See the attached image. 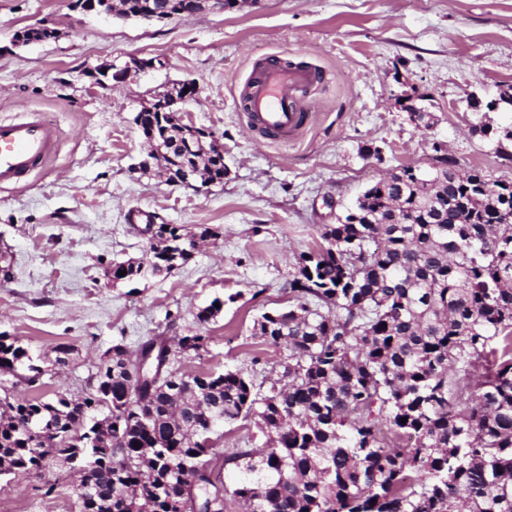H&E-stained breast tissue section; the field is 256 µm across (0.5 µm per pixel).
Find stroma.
Instances as JSON below:
<instances>
[{
	"label": "stroma",
	"mask_w": 512,
	"mask_h": 512,
	"mask_svg": "<svg viewBox=\"0 0 512 512\" xmlns=\"http://www.w3.org/2000/svg\"><path fill=\"white\" fill-rule=\"evenodd\" d=\"M59 37L12 44L24 27ZM315 67L310 115L294 139L254 130L239 102L270 55ZM154 67L134 68V60ZM124 79L96 84L103 66ZM178 82L196 93L185 123L224 146V180L196 191L140 168L147 145L134 118ZM512 91V0H243L227 11L160 23L82 12L75 0H0V120L38 113L56 132L47 162L25 181L0 187V335L41 359L46 398H77L113 345L135 353L149 336L192 329L206 353L188 373L241 371L254 383L278 378L284 347L253 334L262 312L291 304L288 282L323 225L400 166L429 169L447 156L457 171L512 181V140L470 134V95ZM431 115L411 120L403 100ZM155 223L218 239L199 245L168 276L113 282L114 263L142 257L138 212ZM236 302H228V295ZM226 304L197 319L215 298ZM72 346L52 369L58 344ZM52 482L50 496L39 488ZM74 477L50 466L0 476V512H78Z\"/></svg>",
	"instance_id": "obj_1"
}]
</instances>
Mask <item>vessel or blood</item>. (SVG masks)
Returning a JSON list of instances; mask_svg holds the SVG:
<instances>
[{
    "label": "vessel or blood",
    "mask_w": 512,
    "mask_h": 512,
    "mask_svg": "<svg viewBox=\"0 0 512 512\" xmlns=\"http://www.w3.org/2000/svg\"><path fill=\"white\" fill-rule=\"evenodd\" d=\"M319 79L315 68L267 58L244 96L252 127L278 141L294 137L307 119L304 94ZM54 145L53 128L38 116L0 121V185L23 181L44 164Z\"/></svg>",
    "instance_id": "1"
}]
</instances>
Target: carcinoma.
Instances as JSON below:
<instances>
[{"label": "carcinoma", "instance_id": "1", "mask_svg": "<svg viewBox=\"0 0 512 512\" xmlns=\"http://www.w3.org/2000/svg\"><path fill=\"white\" fill-rule=\"evenodd\" d=\"M471 132L512 139L481 119ZM196 158L175 148L160 172ZM203 171L224 181V155ZM414 172L370 186L300 255L294 304L254 325L288 351L286 381L264 390L237 371H181L209 343L189 330L163 371L141 372L116 345L84 397L46 400L38 358L0 336V476L66 465L92 484L78 512H208L219 495V512L232 500L249 512H512V182L446 157L427 180ZM155 237L113 281L166 276L217 234L158 224ZM240 419L268 447L225 455L228 485L209 423Z\"/></svg>", "mask_w": 512, "mask_h": 512}]
</instances>
